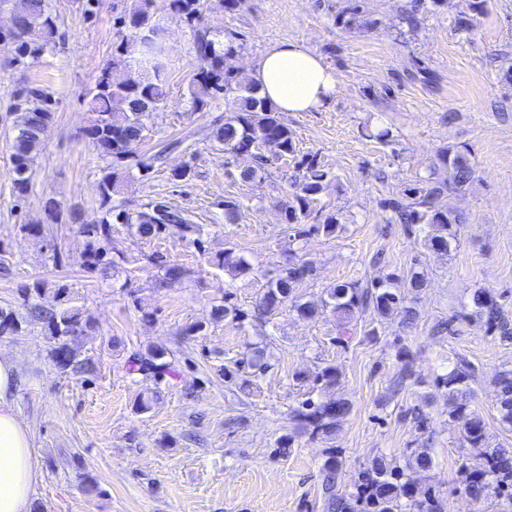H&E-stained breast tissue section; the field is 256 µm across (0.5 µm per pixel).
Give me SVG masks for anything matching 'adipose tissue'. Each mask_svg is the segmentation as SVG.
Masks as SVG:
<instances>
[{
    "label": "adipose tissue",
    "instance_id": "obj_1",
    "mask_svg": "<svg viewBox=\"0 0 512 512\" xmlns=\"http://www.w3.org/2000/svg\"><path fill=\"white\" fill-rule=\"evenodd\" d=\"M251 77L260 96L281 112L318 111L339 87L334 70L311 48L293 41L269 48ZM18 384L16 362L0 358V512H29L39 476L30 427L15 406Z\"/></svg>",
    "mask_w": 512,
    "mask_h": 512
}]
</instances>
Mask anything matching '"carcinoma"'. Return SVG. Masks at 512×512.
Here are the masks:
<instances>
[{
    "mask_svg": "<svg viewBox=\"0 0 512 512\" xmlns=\"http://www.w3.org/2000/svg\"><path fill=\"white\" fill-rule=\"evenodd\" d=\"M242 2L169 0L168 6L187 23L200 61L191 80L192 111H204L212 100L221 96L234 99V110L224 116L223 124L210 130L207 138L224 146L229 154L250 155L253 165L241 170L239 177L245 183H259L264 179L263 173L269 162L263 152L264 143H272L281 157L292 154L293 133L273 104L259 95L253 81L238 77L226 67V59L243 49L241 35L227 27L224 40L220 42L215 40L206 24V12L218 9L233 13ZM152 7L153 0H136L128 13L117 18L118 32L112 59L101 68L86 93L91 119L84 134L103 161L99 190L104 213L96 223L80 226V233L87 238L81 266L90 273L116 268L124 259L123 253L112 247L116 224L127 227L140 242L176 235L199 246L205 234L204 225L193 223L187 214L161 201H151L135 211L113 202L119 183L136 172L147 175L162 161L160 153L145 157L139 152L145 132L168 97L162 78L167 70L165 31L154 19ZM6 9L34 21L36 32L29 36L0 32V49H7L13 63L23 68L39 64L58 33V16L46 0H0V11ZM54 104L53 94L42 85L26 83L13 92V110L25 116L13 137L15 178L12 195L17 199L26 197L31 188V173L50 130ZM439 160L452 172L449 181H431L422 187L408 188L403 196L386 200L385 206L397 224L428 227V246L448 253L458 246L454 226L459 223V216L442 199L468 186L474 169L468 154L453 146L441 149ZM298 169L302 175L291 183L285 222L297 225L295 236L298 238L305 233L301 226L309 222L328 236L335 234L339 227L336 217L323 214V208L317 207L318 195L329 181L330 172L316 154L306 156ZM151 260L162 272L159 285L164 288L191 275L190 270L167 260L160 253L153 254ZM210 265L231 276L249 270L247 260L231 249L225 250L224 255ZM313 272L312 262L299 260L286 268L264 273L266 291L256 304L254 320L265 323V318L292 299L296 286ZM425 286L424 272L413 268L402 277L390 275L369 287L349 283L330 289L329 305L338 318L336 342L342 343L355 335L352 322L368 309L380 318L413 319L415 311L408 306L407 295ZM45 292L47 289L40 282L33 288L21 290L24 314L13 307H0V337L13 336L22 332L23 326L37 323L54 340L50 358L60 373L93 372L94 363L81 352L83 336L90 327L89 320L73 304L66 286L53 289L56 305L52 308L34 301ZM461 317L483 319L501 328L503 336L512 334L492 291L485 288L471 294L468 310L462 311ZM174 364L173 360H164V354L151 351L133 355L129 370L160 379L173 371ZM473 372L469 363L459 361L437 378L438 385L452 403L449 416L459 425L460 440L463 445L478 450L483 459L481 468L463 470V491L480 504L494 499L501 507L500 512H512V448L491 447L484 419L471 405L473 391L469 380ZM340 376L339 369L329 365L317 375L316 382L320 383V390L325 391L335 387ZM496 386L500 421L512 426V370L501 372ZM350 411L351 404L346 400L326 397L316 402L309 397L293 408L292 415L309 428L312 437L326 438L336 433ZM432 464L427 448L411 450L405 455L402 466L376 459L360 472L350 491L339 494L336 484L343 461L340 453L332 448L322 469L325 512H442L439 497L431 489L419 491L415 479V474L430 470Z\"/></svg>",
    "mask_w": 512,
    "mask_h": 512,
    "instance_id": "carcinoma-1",
    "label": "carcinoma"
}]
</instances>
